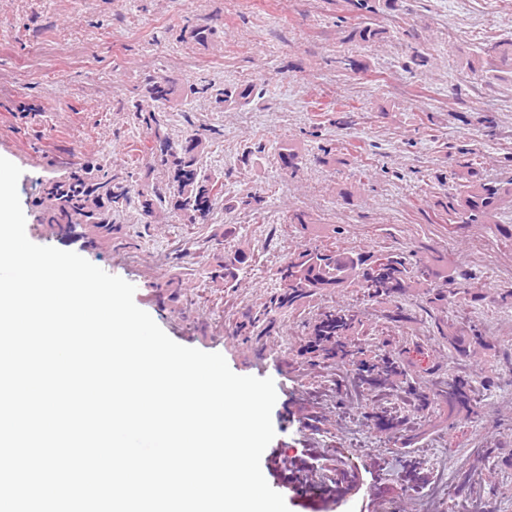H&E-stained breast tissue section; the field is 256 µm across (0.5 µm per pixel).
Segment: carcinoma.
<instances>
[{"label": "carcinoma", "mask_w": 512, "mask_h": 512, "mask_svg": "<svg viewBox=\"0 0 512 512\" xmlns=\"http://www.w3.org/2000/svg\"><path fill=\"white\" fill-rule=\"evenodd\" d=\"M384 34L383 29L367 23L355 31L354 37L369 43L383 38ZM505 70L512 71V39L483 49L479 61L478 71L487 76ZM173 94L171 81L156 77L149 81L146 100L136 106V112L147 113L143 121L159 143L156 162L169 174V197L174 201V208L183 212L189 223L203 224L221 200L226 210L234 209L237 202L245 206L253 201L260 202L252 195L240 201L224 195V183L205 173L200 166L201 139L190 136L175 144L162 134L156 113L172 101ZM451 179L456 183V193L442 206V219L455 232L466 224H490L498 210L512 206V181L487 180L474 162H466L460 170L451 172ZM130 192L129 186L113 182L106 172L94 174L88 170L82 175L55 182L49 190L55 207L48 223L85 224L109 234L112 232V214L127 204ZM382 258L387 261V266L386 272L380 274L375 265ZM246 261L247 255L241 251L224 257V284L236 279L239 265ZM273 275L284 292L270 297L263 310L252 318L255 324L273 310L291 309L328 288L356 286L365 297L383 300L403 296L415 284L448 283V268L443 265L419 262L411 266L398 254L365 255L333 242L294 254L287 263L277 267ZM359 324L357 312L350 309L320 313L312 330L313 349L323 351L329 358L348 362L351 384L364 391L379 392L393 379H405L407 371L398 352H384L371 360L356 359L361 349L352 343L350 336ZM442 336L461 355L467 354L480 338L478 330L465 322L448 325V332ZM408 389L410 399L405 406L416 412L429 410L433 400L420 383L416 382ZM474 396V379L460 374L449 378L440 393L451 406L462 408L471 407ZM376 420L381 429L395 433L407 431L410 424L409 415L400 407H381Z\"/></svg>", "instance_id": "obj_1"}]
</instances>
